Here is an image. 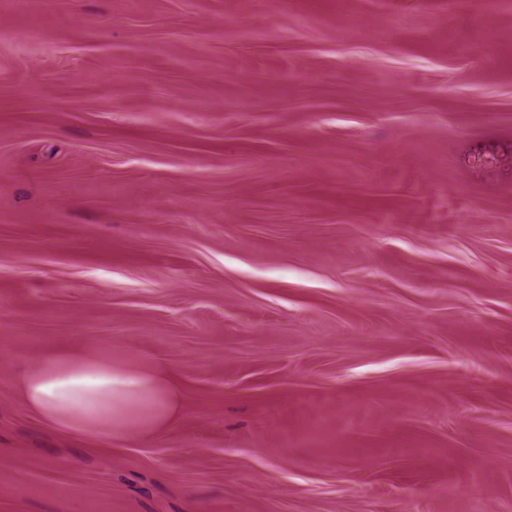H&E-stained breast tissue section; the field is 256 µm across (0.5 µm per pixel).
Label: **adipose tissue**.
I'll return each instance as SVG.
<instances>
[{
	"instance_id": "ef3b65f1",
	"label": "adipose tissue",
	"mask_w": 512,
	"mask_h": 512,
	"mask_svg": "<svg viewBox=\"0 0 512 512\" xmlns=\"http://www.w3.org/2000/svg\"><path fill=\"white\" fill-rule=\"evenodd\" d=\"M20 403L57 433L95 442L126 430L153 435L183 410V397L167 363L116 359L75 344L21 374Z\"/></svg>"
}]
</instances>
